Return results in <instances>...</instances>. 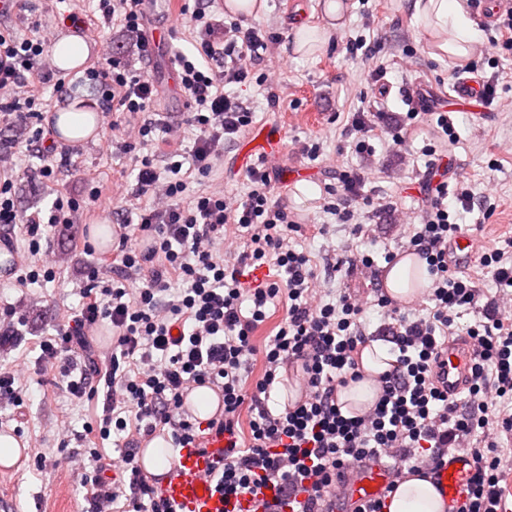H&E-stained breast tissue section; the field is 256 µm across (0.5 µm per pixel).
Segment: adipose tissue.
I'll return each instance as SVG.
<instances>
[{
	"mask_svg": "<svg viewBox=\"0 0 512 512\" xmlns=\"http://www.w3.org/2000/svg\"><path fill=\"white\" fill-rule=\"evenodd\" d=\"M411 8L417 24L438 41L443 53L464 56L477 43L474 23L460 0H413ZM393 360V354L383 343L375 342L365 347L359 359L365 378L342 390L340 402L350 409L371 404L377 394L373 378L388 370ZM446 509L432 479L420 474L407 475L392 493L388 506V512H446Z\"/></svg>",
	"mask_w": 512,
	"mask_h": 512,
	"instance_id": "ef3b65f1",
	"label": "adipose tissue"
}]
</instances>
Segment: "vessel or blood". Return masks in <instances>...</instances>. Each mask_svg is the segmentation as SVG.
I'll use <instances>...</instances> for the list:
<instances>
[{
    "mask_svg": "<svg viewBox=\"0 0 512 512\" xmlns=\"http://www.w3.org/2000/svg\"><path fill=\"white\" fill-rule=\"evenodd\" d=\"M484 97L483 83L477 78H458L453 87L452 99L459 105L477 106L483 104ZM477 247L472 236L464 233L455 236L448 243L450 264H466ZM471 359L470 346L462 342L449 344L447 352L442 354L441 378L447 384L449 394L456 395L464 390ZM224 445L223 437L211 436L204 449H182L176 463L159 474L156 486L178 512H263L266 502L271 499L270 494L227 503L220 494L213 492L206 476L223 460ZM448 463V469L439 470L437 479L443 499L453 507L467 496L470 468L461 454L449 457ZM391 480V468L386 462L373 460L362 463L344 485L343 497L352 504L383 498Z\"/></svg>",
    "mask_w": 512,
    "mask_h": 512,
    "instance_id": "b4317fda",
    "label": "vessel or blood"
}]
</instances>
